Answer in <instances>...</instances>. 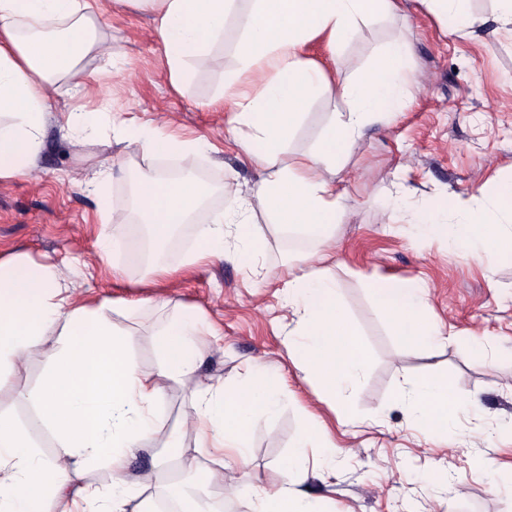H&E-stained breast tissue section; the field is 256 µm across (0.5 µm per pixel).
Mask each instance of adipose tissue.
I'll use <instances>...</instances> for the list:
<instances>
[{"mask_svg":"<svg viewBox=\"0 0 512 512\" xmlns=\"http://www.w3.org/2000/svg\"><path fill=\"white\" fill-rule=\"evenodd\" d=\"M159 13L157 35L175 83H183L192 61L207 46L238 32L237 68L224 82L221 100L229 103L239 127L236 143L266 175L258 188L210 223L196 227L205 248L186 265L224 255V234L246 243L247 268L261 251L252 220L263 214L287 233L315 240L304 269L290 272L284 300L298 317L288 356L302 379L329 403L338 420L358 421L343 395L358 376L366 350L338 299L335 280L320 269L336 248L332 235L339 201L332 188L367 128L388 124L402 108L412 81L409 46L386 44L354 80L331 85L322 69L307 59L303 45L325 38L330 48L345 43L362 25L395 14L400 0H123ZM102 0H0V181L26 176L35 164L59 80L75 95L94 81L85 59L106 51L97 23ZM339 93L347 111L332 118L320 139L292 165L278 166L308 104ZM119 141L146 157L187 156L204 151L198 139L113 123ZM207 194L201 183L145 176L135 186L136 223L153 243L165 246L189 223ZM500 218L494 223L452 224L448 211L433 209L424 228L429 239L453 240L475 260L512 253V183L495 194ZM368 286L388 315L395 338L407 349L431 350L446 344L416 282L372 279ZM75 288L57 268L0 258V388L25 366L44 343L53 349L39 386L26 395L31 412L18 423L0 416V512H144L154 473L129 479L132 458L155 447L164 422L159 405L171 383H191L182 424L194 434L193 450L178 457L192 471L196 494L187 512H212V495L238 489L252 512H314L296 488L308 477L305 450L314 440L331 447L321 418L308 414L296 451L273 488L245 479L249 431L255 414L277 413L285 386L276 368L252 363L242 379L217 386L197 376L205 354L220 333L192 314H179L153 338L155 370L140 368L128 331L111 319L114 304L79 302ZM410 425L426 440L448 430L462 411H480L475 397H459L443 375L411 381L406 393ZM50 434L57 455L42 457L36 437ZM211 448L215 467L195 466L197 451ZM103 466L112 481L88 480Z\"/></svg>","mask_w":512,"mask_h":512,"instance_id":"obj_1","label":"adipose tissue"}]
</instances>
